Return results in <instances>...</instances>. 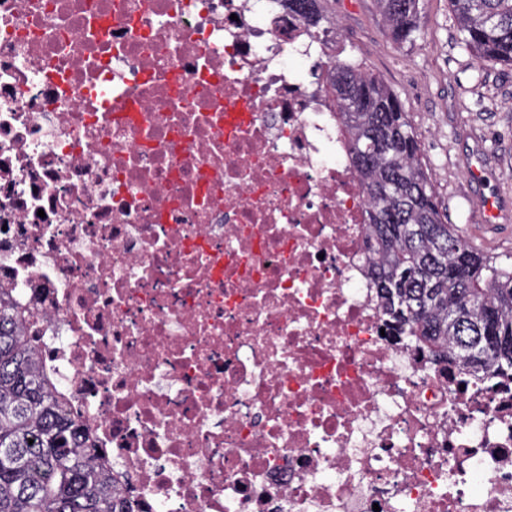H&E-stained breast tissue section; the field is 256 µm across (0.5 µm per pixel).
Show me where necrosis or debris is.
<instances>
[{"instance_id":"4bbe7bcc","label":"necrosis or debris","mask_w":512,"mask_h":512,"mask_svg":"<svg viewBox=\"0 0 512 512\" xmlns=\"http://www.w3.org/2000/svg\"><path fill=\"white\" fill-rule=\"evenodd\" d=\"M281 0H0V289L143 512H512V380L392 329Z\"/></svg>"}]
</instances>
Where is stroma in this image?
I'll use <instances>...</instances> for the list:
<instances>
[{"label": "stroma", "mask_w": 512, "mask_h": 512, "mask_svg": "<svg viewBox=\"0 0 512 512\" xmlns=\"http://www.w3.org/2000/svg\"><path fill=\"white\" fill-rule=\"evenodd\" d=\"M344 57L400 97L448 221L488 255L512 257V223L485 228L481 200L512 198V67L480 64L463 47L448 0H421L414 40L393 41L376 0H328ZM489 173L471 184L467 161Z\"/></svg>", "instance_id": "obj_1"}]
</instances>
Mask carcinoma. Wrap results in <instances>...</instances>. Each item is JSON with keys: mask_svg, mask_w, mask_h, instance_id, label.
Wrapping results in <instances>:
<instances>
[{"mask_svg": "<svg viewBox=\"0 0 512 512\" xmlns=\"http://www.w3.org/2000/svg\"><path fill=\"white\" fill-rule=\"evenodd\" d=\"M288 20L324 43L336 21L321 0H284ZM460 40L481 63L512 66V0H449ZM395 42L418 28L420 0H377ZM317 77L347 162L366 195L372 240L363 271L385 316L419 347L484 383L512 376V263L480 251L446 222L415 130L378 76L328 58ZM88 428L24 336L18 303L0 291V512H135Z\"/></svg>", "mask_w": 512, "mask_h": 512, "instance_id": "carcinoma-1", "label": "carcinoma"}]
</instances>
